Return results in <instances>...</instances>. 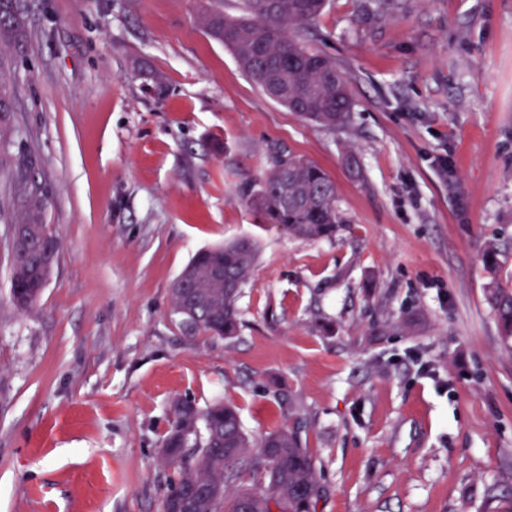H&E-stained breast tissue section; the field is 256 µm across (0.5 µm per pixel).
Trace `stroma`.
<instances>
[{"instance_id":"1","label":"stroma","mask_w":512,"mask_h":512,"mask_svg":"<svg viewBox=\"0 0 512 512\" xmlns=\"http://www.w3.org/2000/svg\"><path fill=\"white\" fill-rule=\"evenodd\" d=\"M203 0H31L8 158L34 161L60 242L39 301L9 298L0 224V512H162L173 405L298 430L315 512H477L512 485V340L482 251L512 247V0H328L309 36L353 101L328 129L268 97ZM145 60L168 92L133 71ZM336 185L335 237L240 195L280 156ZM255 240L229 339L170 308L199 250ZM488 298L497 313L503 336L512 339V291L492 281L488 288Z\"/></svg>"}]
</instances>
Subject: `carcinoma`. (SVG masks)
<instances>
[{
    "mask_svg": "<svg viewBox=\"0 0 512 512\" xmlns=\"http://www.w3.org/2000/svg\"><path fill=\"white\" fill-rule=\"evenodd\" d=\"M236 15L209 5L200 13L206 33L224 44L263 92L272 75L288 86L282 105L323 127L334 129L349 117L348 82L336 62L313 51L304 37L322 14L326 0H236ZM28 0H0V44L19 45L27 38ZM13 88L0 79V140L13 130ZM31 163L10 166L7 187L17 209L13 241L16 261L10 268L13 304H36L50 280L57 238L45 223L48 199L18 195L20 186L35 182ZM245 202L270 224H280L298 238L335 236L341 219L336 185L315 163L277 158L255 185L243 192ZM259 259L249 239L198 252L170 290L171 313L193 336L231 338L238 332V301ZM482 259L494 273L508 261V252L485 245ZM488 298L502 334L512 339V291L492 282ZM167 463L178 471L169 492L195 491L189 512H315L320 486L312 456L298 431L288 428L250 437L235 408L217 402L204 410L191 400L175 404V418L162 442ZM479 512H512V487L491 489Z\"/></svg>",
    "mask_w": 512,
    "mask_h": 512,
    "instance_id": "1",
    "label": "carcinoma"
}]
</instances>
